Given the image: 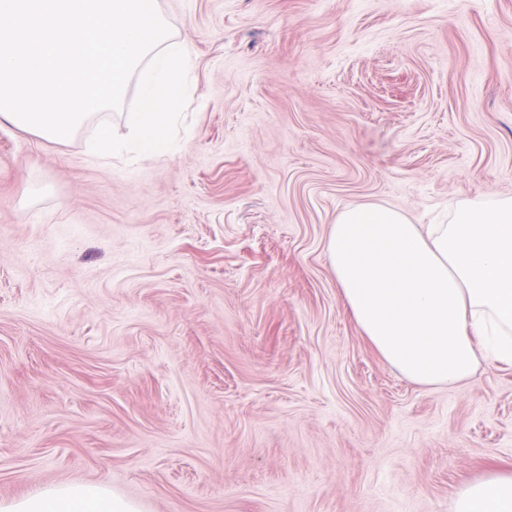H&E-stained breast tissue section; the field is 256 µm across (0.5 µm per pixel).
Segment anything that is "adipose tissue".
<instances>
[{"instance_id":"obj_1","label":"adipose tissue","mask_w":512,"mask_h":512,"mask_svg":"<svg viewBox=\"0 0 512 512\" xmlns=\"http://www.w3.org/2000/svg\"><path fill=\"white\" fill-rule=\"evenodd\" d=\"M343 304L385 363L415 384L453 386L481 363L512 365V197L463 199L445 224L365 203L327 240ZM0 512H141L94 483L0 503ZM453 512H512V471L463 484Z\"/></svg>"}]
</instances>
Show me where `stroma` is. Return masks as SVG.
I'll return each mask as SVG.
<instances>
[{
	"label": "stroma",
	"mask_w": 512,
	"mask_h": 512,
	"mask_svg": "<svg viewBox=\"0 0 512 512\" xmlns=\"http://www.w3.org/2000/svg\"><path fill=\"white\" fill-rule=\"evenodd\" d=\"M195 67L135 164L0 123V502L452 512L512 467V366L429 388L346 311L340 211L512 196V0H158ZM1 512H141L134 502L102 484L67 483L0 503Z\"/></svg>",
	"instance_id": "35a3bbf8"
}]
</instances>
